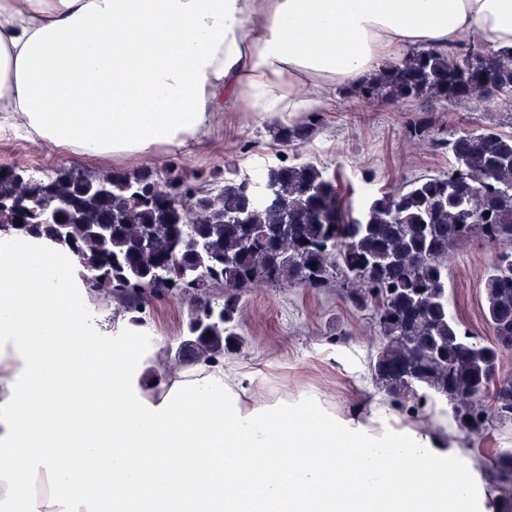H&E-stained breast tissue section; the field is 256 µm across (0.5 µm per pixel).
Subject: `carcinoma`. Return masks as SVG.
Masks as SVG:
<instances>
[{
    "mask_svg": "<svg viewBox=\"0 0 512 512\" xmlns=\"http://www.w3.org/2000/svg\"><path fill=\"white\" fill-rule=\"evenodd\" d=\"M489 88L512 95V52L473 42L415 48L347 95L363 105L423 100L462 108L493 101ZM316 116L279 126L277 141L303 144ZM435 145L453 158L448 173L381 190L357 213L345 205L336 174L313 161L268 166L256 180L227 168L212 188L190 185L177 169L160 176L64 164L39 175L0 165V230L67 246L85 281L130 311L153 296H192L182 342L191 358H217L237 341L247 289L320 288L339 279L347 302L371 310L378 326L372 378L398 400L446 404L459 431L479 435L494 420L512 422V384L496 390L489 380L501 351L512 349V249L482 279L493 336L486 343L449 310L448 253L477 236L512 241V136L463 131ZM258 181L272 182L275 196L252 194L248 186ZM19 196L52 215L51 232L34 230L35 216L5 202ZM215 288L224 289L216 301ZM495 479L512 484V450L499 455Z\"/></svg>",
    "mask_w": 512,
    "mask_h": 512,
    "instance_id": "carcinoma-1",
    "label": "carcinoma"
}]
</instances>
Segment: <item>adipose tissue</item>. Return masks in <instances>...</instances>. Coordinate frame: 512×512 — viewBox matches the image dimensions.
Listing matches in <instances>:
<instances>
[{
	"instance_id": "1",
	"label": "adipose tissue",
	"mask_w": 512,
	"mask_h": 512,
	"mask_svg": "<svg viewBox=\"0 0 512 512\" xmlns=\"http://www.w3.org/2000/svg\"><path fill=\"white\" fill-rule=\"evenodd\" d=\"M512 50V0H0V130L151 157L223 106L291 122L413 48ZM70 257L0 240L9 512H476L479 473L384 407L345 413L199 361L150 388L88 320Z\"/></svg>"
}]
</instances>
